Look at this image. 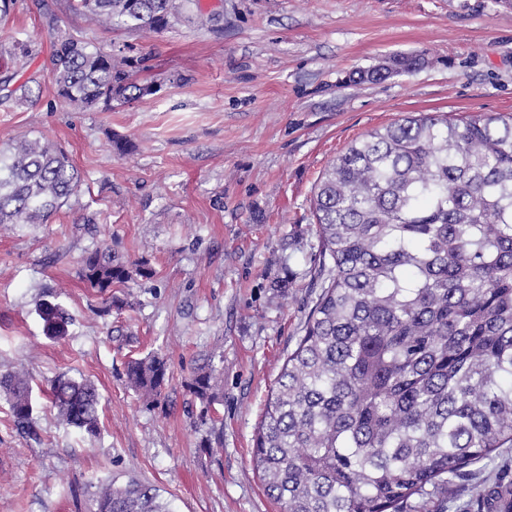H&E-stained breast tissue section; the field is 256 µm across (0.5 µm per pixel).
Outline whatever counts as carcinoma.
<instances>
[{
    "label": "carcinoma",
    "instance_id": "cac0c4a2",
    "mask_svg": "<svg viewBox=\"0 0 512 512\" xmlns=\"http://www.w3.org/2000/svg\"><path fill=\"white\" fill-rule=\"evenodd\" d=\"M109 29L161 31L180 0H72ZM143 58L107 52L69 33L49 57L56 94L79 110L110 111L152 94ZM353 71L377 82L420 69L421 54ZM81 178L61 148L39 138L0 148V227L46 224L79 199ZM321 292L304 334L267 400L254 464L281 512H512V120L479 114L407 116L352 143L314 187ZM149 275L99 248L83 260L86 287L112 289ZM46 335H65L69 315L47 299ZM149 405L169 379L158 356L127 365ZM219 402L209 365L189 385ZM14 422L30 428L32 387L0 376ZM59 419L98 432L91 380L51 384ZM495 471L492 486L453 488L470 467ZM94 512H171L159 491L103 484Z\"/></svg>",
    "mask_w": 512,
    "mask_h": 512
}]
</instances>
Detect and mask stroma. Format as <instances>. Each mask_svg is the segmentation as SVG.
<instances>
[{
  "instance_id": "35a3bbf8",
  "label": "stroma",
  "mask_w": 512,
  "mask_h": 512,
  "mask_svg": "<svg viewBox=\"0 0 512 512\" xmlns=\"http://www.w3.org/2000/svg\"><path fill=\"white\" fill-rule=\"evenodd\" d=\"M50 15L97 46L133 47L154 94L109 112L68 106L46 70ZM394 53L427 63L349 82ZM29 80L31 97L16 99ZM427 113L512 117L503 0H188L158 33L104 28L71 0H13L0 14V144L49 140L83 185L49 223L0 230V373L29 375L35 402L29 433L0 397V512H91L101 484L132 481L157 487L172 512H279L254 440L320 292L314 186L355 140ZM102 246L151 271L119 307L79 277ZM49 292L72 318L57 339L37 313ZM154 352L170 379L151 406L126 366ZM206 364L224 381L211 411L188 389ZM62 374L96 384L97 435L51 408Z\"/></svg>"
}]
</instances>
